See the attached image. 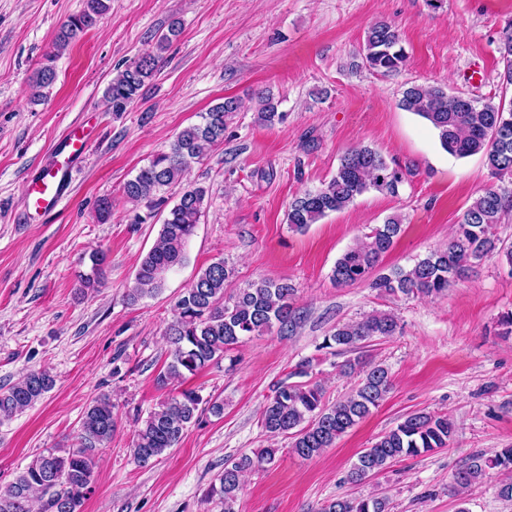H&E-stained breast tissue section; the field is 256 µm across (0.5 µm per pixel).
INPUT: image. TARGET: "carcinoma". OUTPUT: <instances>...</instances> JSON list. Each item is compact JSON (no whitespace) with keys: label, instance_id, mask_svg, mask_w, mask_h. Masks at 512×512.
Returning a JSON list of instances; mask_svg holds the SVG:
<instances>
[{"label":"carcinoma","instance_id":"1","mask_svg":"<svg viewBox=\"0 0 512 512\" xmlns=\"http://www.w3.org/2000/svg\"><path fill=\"white\" fill-rule=\"evenodd\" d=\"M109 10V0H84L83 8L72 15L56 36V46L64 49L81 34L95 27ZM181 33L179 22L168 26L157 42L158 53L147 54L118 73L108 85L109 110L119 114L139 96L146 80L153 77L163 61L161 52ZM364 67L383 75L399 73L407 55L400 45L396 26L379 21L366 32L359 52ZM500 73L502 95L483 99L450 94L438 86L411 85L399 100V106L426 120L441 147L451 155H481L492 177L502 182L478 195L463 211L448 245L430 251L404 268L376 273L382 257L392 248L401 232V222L390 217L369 227L357 244L335 262L330 278L344 288L366 282L380 294L406 298H438L461 280L469 268L490 254L504 255L512 265V247L500 246L498 226L512 211V99L505 92L512 87V23L502 37ZM53 57L41 66L33 84V95L56 79ZM257 119L266 126L279 124L284 114L278 111L274 97L260 91L255 96ZM233 97L212 106L202 114V123L182 130L168 149L157 153L124 185L125 195L143 203L152 211L166 203L165 193L179 185L177 202L169 210L154 247L147 253L127 293L128 301L159 292L166 274L186 260V246L204 213V187L183 183L185 173L198 162L205 150L224 140L227 118L238 111ZM402 174L376 150L357 146L341 158L335 175L322 187L306 190L295 197L288 208L289 229L304 232L311 224L347 208L361 194L371 190L397 191ZM91 273L81 281L83 288L102 283L106 255L97 251L90 256ZM233 269L219 259L200 269L192 283L174 303L172 321L165 338L170 361L157 377L166 386L186 375H194L210 364L224 359L234 346L278 327L288 334L295 330L298 317L293 307L295 286L286 281L259 279L243 288H229ZM399 322L387 312H372L358 321L344 324L324 338L319 349L335 354L354 353L375 339L396 334ZM343 372L358 371L362 378L348 396L332 404L324 400L321 384L288 382L273 388L267 400L261 425L274 436L289 439V451L309 460L335 445L336 440L378 408L389 393V371L356 355L346 360ZM55 386V378L46 370L32 371L5 391L0 392V421L32 407ZM215 416L224 413V399L203 398L195 389H183L168 398L147 417L136 418L133 455L147 465L177 447L186 429L200 420L203 412ZM117 429L114 404L107 395L95 398L85 409L78 437L79 446L63 455L41 453L7 486L0 487V512H31L34 496H39L41 512H82L92 491L95 451L112 441ZM455 426L448 416L418 412L404 418L396 427L379 436L362 450L346 480L354 485L387 469L402 458H413L448 447ZM277 448H264L254 456L242 455L224 464L219 485L211 486L208 496L224 501V512H233L236 493L244 473L275 461ZM504 479L498 497L512 501V447L494 455L470 457L454 475L460 488H468L489 471ZM317 512H389L388 498L368 495L334 498L325 501Z\"/></svg>","mask_w":512,"mask_h":512}]
</instances>
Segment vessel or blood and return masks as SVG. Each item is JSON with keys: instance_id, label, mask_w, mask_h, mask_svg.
<instances>
[{"instance_id": "obj_1", "label": "vessel or blood", "mask_w": 512, "mask_h": 512, "mask_svg": "<svg viewBox=\"0 0 512 512\" xmlns=\"http://www.w3.org/2000/svg\"><path fill=\"white\" fill-rule=\"evenodd\" d=\"M92 139L81 125H73L57 147V153L63 154V163H51L43 172L31 178L24 191V203L34 209L50 212L64 201L69 187L73 183L76 161L84 156L91 146Z\"/></svg>"}]
</instances>
